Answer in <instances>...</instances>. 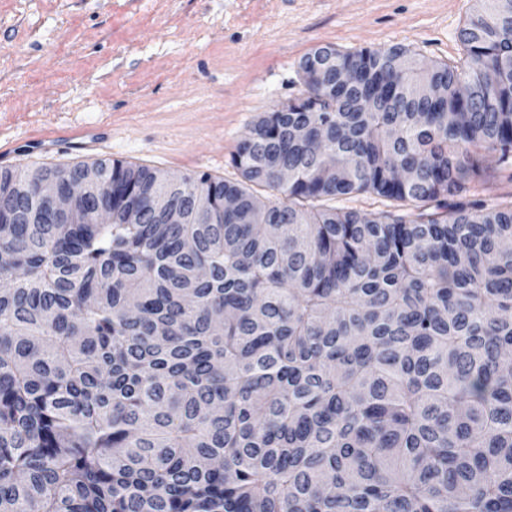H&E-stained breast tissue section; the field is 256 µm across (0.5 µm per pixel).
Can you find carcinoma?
I'll return each mask as SVG.
<instances>
[{
  "label": "carcinoma",
  "mask_w": 512,
  "mask_h": 512,
  "mask_svg": "<svg viewBox=\"0 0 512 512\" xmlns=\"http://www.w3.org/2000/svg\"><path fill=\"white\" fill-rule=\"evenodd\" d=\"M480 2L459 66L304 55L239 181L0 169V512H512V198L440 204L512 164V0ZM363 193L396 206L331 205Z\"/></svg>",
  "instance_id": "cac0c4a2"
}]
</instances>
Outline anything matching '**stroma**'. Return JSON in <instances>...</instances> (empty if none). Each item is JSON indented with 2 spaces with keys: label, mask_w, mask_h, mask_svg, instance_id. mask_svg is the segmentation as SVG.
<instances>
[{
  "label": "stroma",
  "mask_w": 512,
  "mask_h": 512,
  "mask_svg": "<svg viewBox=\"0 0 512 512\" xmlns=\"http://www.w3.org/2000/svg\"><path fill=\"white\" fill-rule=\"evenodd\" d=\"M475 0H0V166L84 161L71 127L100 128L91 156L173 175L236 180L253 122L299 97L313 48L402 45L422 62L462 63ZM53 154L35 149L45 138ZM512 194L489 163L448 205Z\"/></svg>",
  "instance_id": "obj_1"
}]
</instances>
